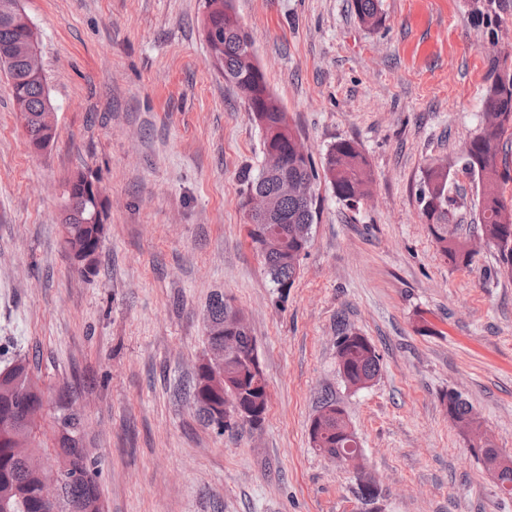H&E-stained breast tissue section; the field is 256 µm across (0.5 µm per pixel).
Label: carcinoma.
<instances>
[{"label": "carcinoma", "instance_id": "carcinoma-1", "mask_svg": "<svg viewBox=\"0 0 512 512\" xmlns=\"http://www.w3.org/2000/svg\"><path fill=\"white\" fill-rule=\"evenodd\" d=\"M16 0H0V68L14 81L13 98L19 114L29 115L28 132L39 133L34 118L52 108L44 77L27 67L21 47L29 37L25 19L12 10ZM229 0H207L204 33L210 58L220 64L224 79L235 82L243 92L247 111L262 131V145L268 140L288 151L271 173L260 168L245 180L244 195L262 193L279 207L280 218L273 224H252L248 235L256 247L264 237L275 243L289 238L296 229L311 234L316 217L313 185L318 171L308 153H296L287 142L291 131L287 112L270 91L265 77L256 78L250 64L241 58V44L249 35L235 13L227 10ZM354 11L361 23L376 28L383 15L378 0H354ZM494 81L489 89L480 132L465 146L463 165L478 180L479 240L499 250L502 270L512 275V199L503 189L512 183V166L507 161L506 134L512 130V83L502 81L506 62L492 57ZM324 171L338 197L350 204L370 192L369 162L358 145L350 140L336 142L325 158ZM426 188L419 195L422 215L440 250L453 264H466L473 253L472 239L458 233L451 224L448 198V172L428 167ZM66 206L80 218L63 219L62 234L66 251L78 261L95 265L105 234L102 214L93 193L86 187L82 170L67 180ZM301 246L263 253L271 282L290 288L296 278ZM230 331L236 336L237 356L225 357L220 372L196 369L185 394L195 402L199 421L224 432L230 424L215 418L216 407L234 402L249 376L242 358L257 351L255 337L242 311L222 292H215L207 303V342L217 345ZM342 367L343 381L355 388L374 380L380 372V355L366 337L346 342ZM448 417L455 422L474 418L472 405L462 395L448 393ZM316 419L322 425L320 451L336 458L354 454L360 448L356 434L343 435L344 411L333 399L322 400ZM101 470L91 449L84 444L82 416L70 408L67 390L50 395V387L36 377L29 360L15 356L0 369V512H104L100 490ZM58 475L59 496L54 510L45 508L42 487L47 478Z\"/></svg>", "mask_w": 512, "mask_h": 512}]
</instances>
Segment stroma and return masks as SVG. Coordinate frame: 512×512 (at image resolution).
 Returning a JSON list of instances; mask_svg holds the SVG:
<instances>
[{"instance_id":"obj_1","label":"stroma","mask_w":512,"mask_h":512,"mask_svg":"<svg viewBox=\"0 0 512 512\" xmlns=\"http://www.w3.org/2000/svg\"><path fill=\"white\" fill-rule=\"evenodd\" d=\"M351 4L233 0L315 165L351 140L373 179L350 206L319 175L311 241L283 296L243 205L262 134L209 62L205 0H20L56 132L47 151L30 149L0 70V349L68 384L105 512H512L444 401L460 392L512 454V277L483 244L468 265L448 262L418 203L439 163L456 223L477 222L462 154L482 125L491 58L512 54V0H380L375 29ZM80 169L104 197L86 277L60 225ZM217 291L246 316L269 387L260 426L221 434L183 393ZM341 318L380 356L366 388L338 373ZM326 392L357 435L374 501L353 464L311 443Z\"/></svg>"}]
</instances>
